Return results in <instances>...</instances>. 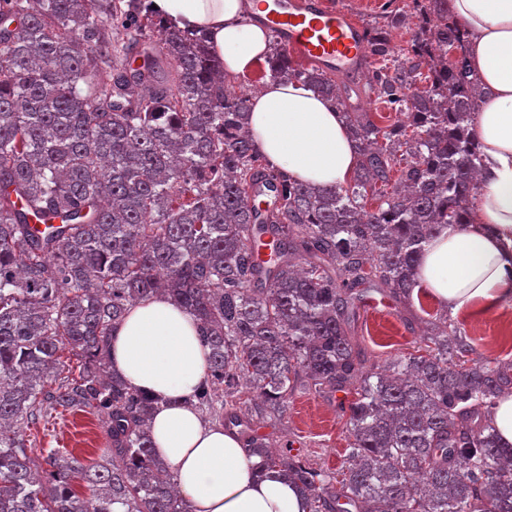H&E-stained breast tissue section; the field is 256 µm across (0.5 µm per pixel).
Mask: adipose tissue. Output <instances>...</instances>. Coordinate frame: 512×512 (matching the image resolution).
<instances>
[{"label": "adipose tissue", "mask_w": 512, "mask_h": 512, "mask_svg": "<svg viewBox=\"0 0 512 512\" xmlns=\"http://www.w3.org/2000/svg\"><path fill=\"white\" fill-rule=\"evenodd\" d=\"M152 3L180 27L205 31L226 76L249 74L269 54L271 36L243 22L242 0ZM450 9L487 90L472 128L484 154L481 192L472 224L443 228L426 243L418 279L452 309H486L512 301V0H451ZM246 126L272 164L311 186L345 185L356 167L343 117L301 84L268 82L251 98ZM112 369L160 399L150 434L190 512H308L283 472L256 476L259 458L201 420L195 395L207 376V350L194 318L168 297L133 303L113 332Z\"/></svg>", "instance_id": "obj_1"}]
</instances>
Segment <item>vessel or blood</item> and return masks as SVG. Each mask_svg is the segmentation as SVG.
<instances>
[{
	"label": "vessel or blood",
	"instance_id": "1",
	"mask_svg": "<svg viewBox=\"0 0 512 512\" xmlns=\"http://www.w3.org/2000/svg\"><path fill=\"white\" fill-rule=\"evenodd\" d=\"M260 19L286 49L326 72L359 74L372 63L363 28L329 0H268Z\"/></svg>",
	"mask_w": 512,
	"mask_h": 512
}]
</instances>
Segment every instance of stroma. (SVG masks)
I'll return each instance as SVG.
<instances>
[{
	"instance_id": "1",
	"label": "stroma",
	"mask_w": 512,
	"mask_h": 512,
	"mask_svg": "<svg viewBox=\"0 0 512 512\" xmlns=\"http://www.w3.org/2000/svg\"><path fill=\"white\" fill-rule=\"evenodd\" d=\"M447 316L458 336L472 346L471 358L493 367L512 364V303L489 310L446 312L425 291L414 290L409 303L397 302L376 288L363 289L351 330L367 365H385L426 345L429 321ZM349 394L295 391L287 416L267 422L263 431L276 442H289L292 453L311 466L338 470L351 442L347 425ZM23 435L34 469L45 471L49 456L62 449L84 466L100 461L107 448L106 422L92 408H45L25 424Z\"/></svg>"
}]
</instances>
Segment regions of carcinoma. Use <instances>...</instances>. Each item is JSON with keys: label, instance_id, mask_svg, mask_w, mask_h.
Segmentation results:
<instances>
[{"label": "carcinoma", "instance_id": "1", "mask_svg": "<svg viewBox=\"0 0 512 512\" xmlns=\"http://www.w3.org/2000/svg\"><path fill=\"white\" fill-rule=\"evenodd\" d=\"M394 3L364 29L383 64L361 84L299 67L272 40L270 79L332 101L357 144L353 182L316 191L248 138L249 97L206 37L151 0H0V512H190L153 452V402L110 372L115 327L159 293L209 349L198 410L284 472L310 512H512V445L490 421L512 366L468 363L446 317L424 352L375 369L352 340L360 288L410 298L423 243L468 223L479 189L466 35L449 0H412L418 30L397 49L388 29L408 15ZM367 92L402 119L377 126L358 103ZM400 150L410 160L394 180ZM65 351L82 370L51 390ZM303 381L355 394L340 478L258 433ZM244 384L257 393L246 414ZM45 405L96 408L109 455L34 472L22 429Z\"/></svg>", "mask_w": 512, "mask_h": 512}]
</instances>
